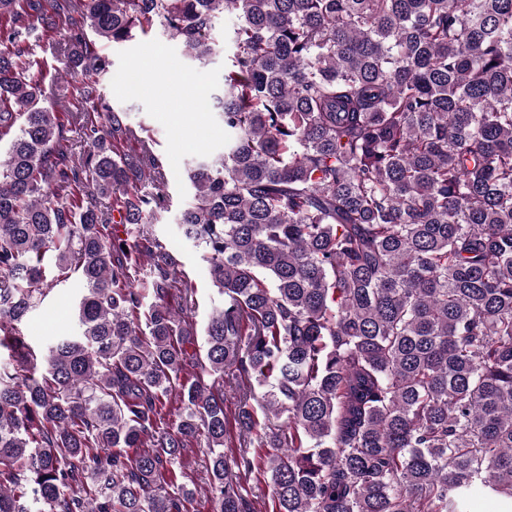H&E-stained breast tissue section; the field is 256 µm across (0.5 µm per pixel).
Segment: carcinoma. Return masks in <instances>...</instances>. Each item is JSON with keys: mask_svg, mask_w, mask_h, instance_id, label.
<instances>
[{"mask_svg": "<svg viewBox=\"0 0 512 512\" xmlns=\"http://www.w3.org/2000/svg\"><path fill=\"white\" fill-rule=\"evenodd\" d=\"M221 17L230 140L190 167L179 218L224 297L201 358L172 253L96 204L132 225L167 206L128 192L163 172L147 141L121 151L138 134L100 97L97 43L158 22L205 62ZM32 34L63 47L65 112ZM5 139L0 512H183L200 437L211 512L512 510V0H0ZM48 255L86 293L79 335L39 357L19 325Z\"/></svg>", "mask_w": 512, "mask_h": 512, "instance_id": "1", "label": "carcinoma"}]
</instances>
